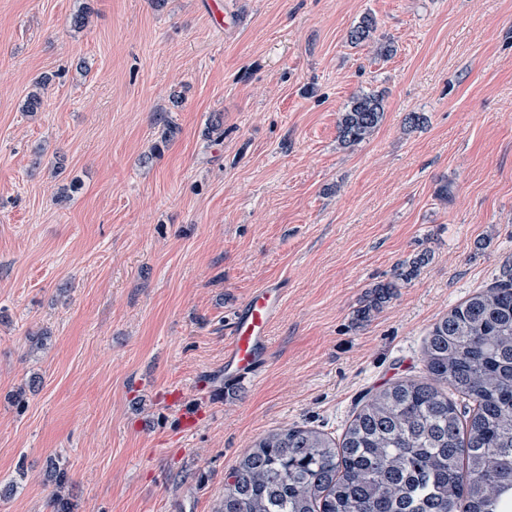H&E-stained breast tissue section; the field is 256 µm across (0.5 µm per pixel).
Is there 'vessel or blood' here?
<instances>
[{"mask_svg":"<svg viewBox=\"0 0 512 512\" xmlns=\"http://www.w3.org/2000/svg\"><path fill=\"white\" fill-rule=\"evenodd\" d=\"M277 288L255 291L238 310L231 327V338L224 350L225 389L258 375L266 365L269 328L279 309Z\"/></svg>","mask_w":512,"mask_h":512,"instance_id":"vessel-or-blood-1","label":"vessel or blood"}]
</instances>
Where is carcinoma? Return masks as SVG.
Segmentation results:
<instances>
[{
	"instance_id": "obj_1",
	"label": "carcinoma",
	"mask_w": 512,
	"mask_h": 512,
	"mask_svg": "<svg viewBox=\"0 0 512 512\" xmlns=\"http://www.w3.org/2000/svg\"><path fill=\"white\" fill-rule=\"evenodd\" d=\"M376 30L364 16L348 39L388 57L394 48ZM384 112L383 95L354 94L339 113L340 144L369 140ZM429 260L424 252L401 263L357 318L383 307ZM422 355L424 375L363 396L341 438L292 426L256 441L231 472L221 512H512V270L440 317ZM50 479L54 512H71L61 494L67 472Z\"/></svg>"
}]
</instances>
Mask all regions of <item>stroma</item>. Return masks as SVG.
Here are the masks:
<instances>
[{"label":"stroma","instance_id":"stroma-1","mask_svg":"<svg viewBox=\"0 0 512 512\" xmlns=\"http://www.w3.org/2000/svg\"><path fill=\"white\" fill-rule=\"evenodd\" d=\"M208 2L0 0V512H51L52 464L73 512H218L255 440L341 436L512 268V0H223L221 25ZM366 15L392 57L350 43ZM362 90L384 119L345 148ZM271 283L266 367L212 389L236 309ZM385 112L382 94L355 93L337 121L338 140L345 147L369 140L380 126ZM429 260L430 255L424 252L416 255L408 261H404L400 266H397V271L393 280L377 284L372 287L374 289L371 291L366 304L357 310V318L359 320L368 319L372 312L383 307L384 304L392 299L395 293V288H398V281H408L411 279L412 276L417 274L422 266L429 262Z\"/></svg>","mask_w":512,"mask_h":512}]
</instances>
